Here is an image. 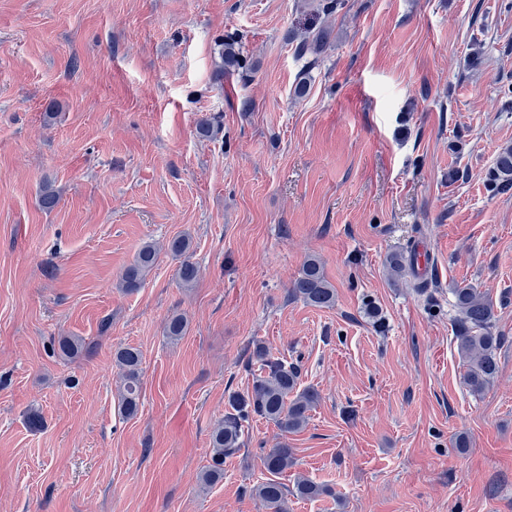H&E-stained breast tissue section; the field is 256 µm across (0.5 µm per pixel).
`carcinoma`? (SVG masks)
<instances>
[{
	"mask_svg": "<svg viewBox=\"0 0 512 512\" xmlns=\"http://www.w3.org/2000/svg\"><path fill=\"white\" fill-rule=\"evenodd\" d=\"M327 33L319 31L309 33L296 45V53L304 58L318 55L325 46ZM221 64L219 72L240 71L244 67L238 42L230 40L220 44ZM488 186L494 191H506L512 188V146L498 150L495 164L488 172ZM190 240L181 236L169 245L172 255L181 258L178 275L186 288L193 286L199 270L190 260L188 251ZM158 249L152 243L144 244L138 251L133 263L123 272L118 287L127 293H133L142 286L146 275L157 262ZM412 255L398 253L389 258L390 274L398 277L411 268ZM293 297L317 307L329 308L335 302V288L328 282L321 262L316 258L305 261L291 288ZM455 307L459 312V329L456 336L459 354L467 362L464 383L474 394L483 393L498 373L495 350L499 346L498 338L491 332L494 322V302L476 288L455 289ZM188 321L182 314L167 320L165 335L176 342L185 335ZM87 350L85 341L76 336H61L58 340L59 354L74 357ZM252 356L259 363L258 374L253 378L251 390L245 393H233L228 398V409L224 420L211 434L213 453L209 465L200 476L202 488H207L224 478V458L240 450L246 424L253 416L263 417L286 433L302 430L308 423L309 412L318 402V393L312 388L297 390L299 372L287 360L274 357L261 345H256ZM116 363L121 377L120 407L122 412L132 417L138 413L140 402V366L141 353L133 347L116 352ZM294 465L292 449L285 445L272 448L263 457L264 469L269 477L255 484L251 494L258 499L268 512H286L288 487L274 479ZM295 494L303 499L317 498L330 490L316 482L299 476L294 484Z\"/></svg>",
	"mask_w": 512,
	"mask_h": 512,
	"instance_id": "1",
	"label": "carcinoma"
}]
</instances>
